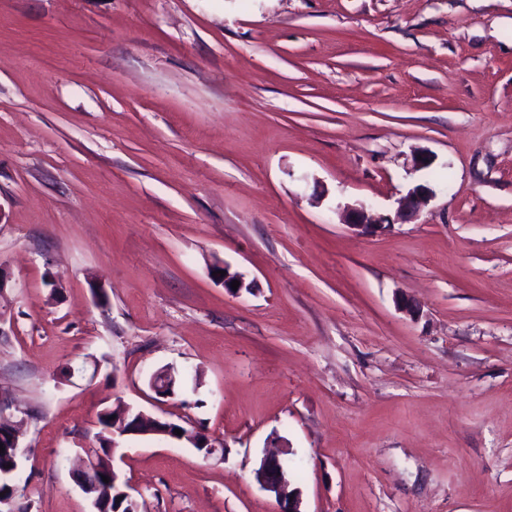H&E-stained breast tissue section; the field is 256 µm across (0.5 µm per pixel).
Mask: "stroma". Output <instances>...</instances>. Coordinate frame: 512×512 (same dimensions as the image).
I'll use <instances>...</instances> for the list:
<instances>
[{"label":"stroma","mask_w":512,"mask_h":512,"mask_svg":"<svg viewBox=\"0 0 512 512\" xmlns=\"http://www.w3.org/2000/svg\"><path fill=\"white\" fill-rule=\"evenodd\" d=\"M0 274L17 512L120 402L224 450L121 437L141 512H274L275 445L303 512H512V0H0ZM434 192L432 189L425 185H417L402 198L398 200V211L400 215L414 212L421 206L427 204L433 197ZM347 214L348 226L366 234L378 232L394 224L387 216L372 213L363 203L348 207ZM288 448L275 453L265 454L254 471V479L261 490L274 497L277 512L301 511V494L297 488H291L286 456Z\"/></svg>","instance_id":"stroma-1"}]
</instances>
